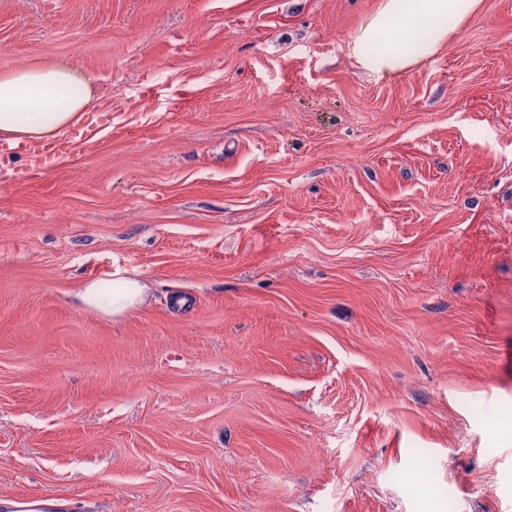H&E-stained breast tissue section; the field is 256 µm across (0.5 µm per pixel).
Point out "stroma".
<instances>
[{
    "instance_id": "obj_1",
    "label": "stroma",
    "mask_w": 512,
    "mask_h": 512,
    "mask_svg": "<svg viewBox=\"0 0 512 512\" xmlns=\"http://www.w3.org/2000/svg\"><path fill=\"white\" fill-rule=\"evenodd\" d=\"M378 3L0 0L100 114L0 181V503L512 512V0L394 80ZM72 146V141H62L52 147H46V145L41 144L25 146L23 152L29 162L30 173L37 175L51 156L59 153H68L72 149ZM148 290L139 281L122 278L113 283L112 294L104 296L95 283H89L80 289L76 299L85 307L120 317L143 304Z\"/></svg>"
}]
</instances>
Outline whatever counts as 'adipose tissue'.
Listing matches in <instances>:
<instances>
[{
    "label": "adipose tissue",
    "instance_id": "1",
    "mask_svg": "<svg viewBox=\"0 0 512 512\" xmlns=\"http://www.w3.org/2000/svg\"><path fill=\"white\" fill-rule=\"evenodd\" d=\"M483 0H380L349 36L353 65L382 80L401 77L443 49ZM422 41L420 50L410 45ZM89 82L66 64L33 63L0 72V142L17 149L29 141H53L95 112ZM146 285L120 279L111 294L90 283L77 293L88 308L120 317L143 304Z\"/></svg>",
    "mask_w": 512,
    "mask_h": 512
}]
</instances>
